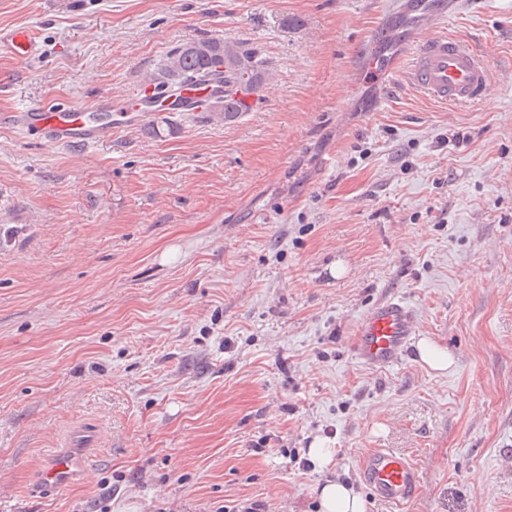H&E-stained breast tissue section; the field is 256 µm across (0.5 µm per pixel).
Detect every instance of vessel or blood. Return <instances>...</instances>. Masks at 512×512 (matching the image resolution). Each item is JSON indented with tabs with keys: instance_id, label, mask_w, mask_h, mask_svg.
<instances>
[{
	"instance_id": "1",
	"label": "vessel or blood",
	"mask_w": 512,
	"mask_h": 512,
	"mask_svg": "<svg viewBox=\"0 0 512 512\" xmlns=\"http://www.w3.org/2000/svg\"><path fill=\"white\" fill-rule=\"evenodd\" d=\"M0 49L22 60L32 59L40 52L39 36L27 27L14 28L0 35ZM406 77L438 101L457 105L481 101L491 86L484 49L445 34L416 40ZM132 116L127 107L113 113L111 99L100 98L76 105L32 104L0 119L37 130L51 143L94 145L111 136L117 118ZM417 334L413 307L402 299H388L360 317L353 353L365 366L387 368L402 360ZM97 445L95 430L73 429L64 447L53 450L40 464L39 490L49 492L88 480L91 451ZM361 475L375 499L396 506L413 496L421 480L416 463L387 448L375 449L364 458Z\"/></svg>"
}]
</instances>
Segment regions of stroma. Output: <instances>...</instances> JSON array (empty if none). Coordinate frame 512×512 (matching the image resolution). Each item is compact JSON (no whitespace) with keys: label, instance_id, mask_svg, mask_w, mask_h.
Here are the masks:
<instances>
[{"label":"stroma","instance_id":"stroma-1","mask_svg":"<svg viewBox=\"0 0 512 512\" xmlns=\"http://www.w3.org/2000/svg\"><path fill=\"white\" fill-rule=\"evenodd\" d=\"M388 2L0 0L41 45L0 51V113L135 97L193 39L268 72L229 124L146 112L93 146L0 124V512H319L331 479L366 512H512V0L444 27L487 53L473 106L366 71ZM396 296L452 368L355 360ZM79 425L91 479L38 492ZM317 440L329 468L301 464ZM375 448L421 471L402 507L367 492Z\"/></svg>","mask_w":512,"mask_h":512}]
</instances>
